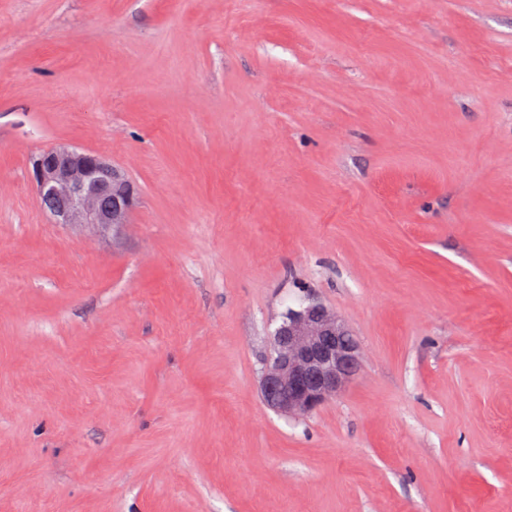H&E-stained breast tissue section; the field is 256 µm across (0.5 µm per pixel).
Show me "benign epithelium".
I'll use <instances>...</instances> for the list:
<instances>
[{"label":"benign epithelium","instance_id":"7a95c632","mask_svg":"<svg viewBox=\"0 0 512 512\" xmlns=\"http://www.w3.org/2000/svg\"><path fill=\"white\" fill-rule=\"evenodd\" d=\"M30 175L40 207L57 224L112 230L127 223L133 186L103 154L59 144L31 157ZM360 363V344L346 323L310 300L288 309L275 330L262 361L261 396L281 415L308 416L347 385Z\"/></svg>","mask_w":512,"mask_h":512}]
</instances>
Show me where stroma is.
<instances>
[{"instance_id":"35a3bbf8","label":"stroma","mask_w":512,"mask_h":512,"mask_svg":"<svg viewBox=\"0 0 512 512\" xmlns=\"http://www.w3.org/2000/svg\"><path fill=\"white\" fill-rule=\"evenodd\" d=\"M306 299L363 357L288 419ZM0 512H512V0H0ZM30 175L40 207L57 224H94L103 230L127 224L135 193L107 156L67 144L31 157ZM361 347L346 323L324 304L308 300L288 309L262 361L266 405L291 418L308 416L357 374Z\"/></svg>"}]
</instances>
